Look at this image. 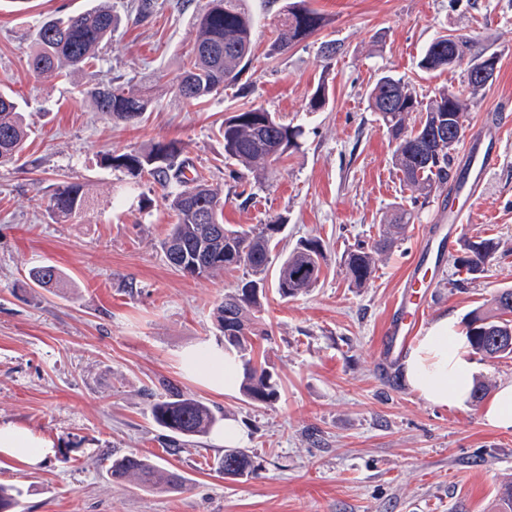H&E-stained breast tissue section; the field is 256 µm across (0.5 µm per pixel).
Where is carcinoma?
Wrapping results in <instances>:
<instances>
[{"instance_id": "carcinoma-1", "label": "carcinoma", "mask_w": 512, "mask_h": 512, "mask_svg": "<svg viewBox=\"0 0 512 512\" xmlns=\"http://www.w3.org/2000/svg\"><path fill=\"white\" fill-rule=\"evenodd\" d=\"M329 20L310 8L307 0H292L281 14L275 37L267 55L288 51L296 43L321 31ZM117 25V17L104 2L84 12L46 19L36 33L28 52L29 68L38 76L55 80L73 78L85 68L98 65L99 48L108 42ZM196 36L190 54L180 66L173 92L188 105L207 101L219 90L236 83L245 60L252 52L254 19L246 0H207L194 17ZM472 51L470 39L444 34L424 50L419 67L428 72L448 69V56L455 42ZM469 95L460 90L444 89L428 104H421L405 89L402 79L393 75L379 77L370 89V108L395 142L394 158L408 189L421 197L436 195L448 184L452 152L432 138L438 126H448V114L467 118L471 97L482 87L464 83ZM97 111L115 122L134 123L153 108L155 95L150 85L134 88L120 81H110L88 92ZM417 122L409 123L413 113ZM224 139V159L240 166L258 183L265 181L292 148L299 146L301 128L282 122L261 106L234 111L219 129ZM28 132L16 102L0 94V163L19 159L25 149ZM176 141H157L149 147L118 156L107 155L114 167L127 169L134 176L148 175L164 191L175 212L176 223L162 242L167 263L176 271L195 279H208L226 269L244 266L248 278L233 291L224 294L217 307V326L224 334V350L234 351L243 362L240 388L254 403L268 405L278 398V385L267 366L255 360L254 336H265L258 313L266 297L272 251L280 242L284 220L278 217L252 229L232 228L223 223L224 202L218 189L203 176H186V160ZM49 211L63 220L88 208L82 185L62 181L50 196ZM414 220L412 212L399 207L373 247L348 252L344 265L350 282L364 286L372 274L375 255L392 244L391 230L401 229ZM498 243L491 238L467 239L463 255L455 259L457 272L474 277L485 271L495 258ZM322 246L317 239L301 240L279 264L274 277L275 291L288 299L301 295L319 279ZM33 282L51 288L62 279L61 271L46 264L31 270ZM466 335L472 349L490 359L512 356V343L503 341L512 332V287L494 295L488 310L476 308L465 317ZM153 420L174 437L193 439L205 435L219 422L217 411L203 401L172 392L151 404ZM216 471L227 477L254 473L251 458L241 451H227L215 459ZM112 479L146 489L179 491L186 477L159 462L137 455L114 457L109 465ZM21 492L0 485V512H16Z\"/></svg>"}]
</instances>
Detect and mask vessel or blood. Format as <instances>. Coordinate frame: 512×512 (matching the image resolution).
Masks as SVG:
<instances>
[{"instance_id":"b4317fda","label":"vessel or blood","mask_w":512,"mask_h":512,"mask_svg":"<svg viewBox=\"0 0 512 512\" xmlns=\"http://www.w3.org/2000/svg\"><path fill=\"white\" fill-rule=\"evenodd\" d=\"M467 160L469 172L466 181L449 185L448 203L438 208L439 223L448 227L447 235L439 243L440 249L444 251L452 250L461 234L464 222V213L460 207L461 198L471 199L479 195L489 171L498 161V155L493 151L472 152L468 154ZM430 255V245H423L404 283L401 297L394 301L385 331L384 356L387 359L393 360L400 356L423 319L425 310L418 305L417 300L424 296L431 286L422 272Z\"/></svg>"}]
</instances>
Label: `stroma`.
<instances>
[{
  "label": "stroma",
  "mask_w": 512,
  "mask_h": 512,
  "mask_svg": "<svg viewBox=\"0 0 512 512\" xmlns=\"http://www.w3.org/2000/svg\"><path fill=\"white\" fill-rule=\"evenodd\" d=\"M287 2L247 0L254 47L240 85L189 107L171 87L205 0H152L141 19L131 0H110L119 24L102 61L77 80L52 82L27 65L39 26L97 0H0V91L30 127L20 159L0 164V424L25 426L55 450L35 468L0 456V484L20 490V512H498L512 486V429L487 424L476 401L435 407L405 386L400 367H383L393 298L439 199L413 202L367 100L385 72L423 102L459 87L460 71L426 72L418 61L438 36L461 34L473 53L499 59L468 124L495 122L512 99V0H308L328 26L272 58L267 46ZM326 41L337 46L329 61ZM115 78L154 87L158 102L141 122H113L84 96ZM321 79L330 99L312 112ZM252 104L303 135L266 184L249 188L225 164L218 128ZM170 140L220 191L224 223L248 228L282 216L276 255L305 238L323 246L314 288L288 300L271 291L263 301L268 334L253 342L256 358L277 373L272 404H253L239 389L215 392L183 364L188 349L222 345L216 309L246 268L201 280L176 272L160 247L175 222L162 190L104 162ZM63 181L82 184L91 207L59 222L48 202ZM400 204L415 209V223L354 287L344 255L371 246ZM464 236L495 239L500 250L457 288L462 250L446 254L431 272L424 324L446 313L464 318L512 287V139L470 206ZM45 263L63 273L51 293L29 278ZM170 385L237 422L255 475L217 473L212 462L224 449L211 436L171 441L150 414ZM113 454L158 460L187 485L115 484Z\"/></svg>",
  "instance_id": "obj_1"
}]
</instances>
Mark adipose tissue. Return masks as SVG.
<instances>
[{
    "instance_id": "ef3b65f1",
    "label": "adipose tissue",
    "mask_w": 512,
    "mask_h": 512,
    "mask_svg": "<svg viewBox=\"0 0 512 512\" xmlns=\"http://www.w3.org/2000/svg\"><path fill=\"white\" fill-rule=\"evenodd\" d=\"M193 372L212 390L232 391L242 365L235 354L217 347L187 351L183 357ZM475 362L467 336L455 317L444 315L416 339L402 364L406 385L426 402L441 408L463 406L473 391ZM53 452L51 442L17 424L0 425V455L28 466L42 463Z\"/></svg>"
}]
</instances>
